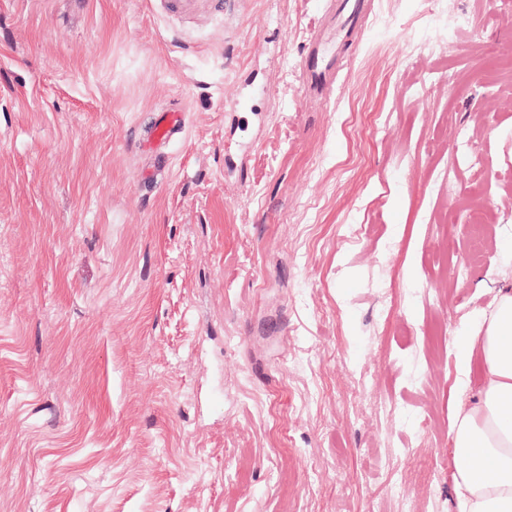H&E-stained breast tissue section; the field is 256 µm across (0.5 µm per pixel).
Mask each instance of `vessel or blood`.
Here are the masks:
<instances>
[{"label": "vessel or blood", "mask_w": 512, "mask_h": 512, "mask_svg": "<svg viewBox=\"0 0 512 512\" xmlns=\"http://www.w3.org/2000/svg\"><path fill=\"white\" fill-rule=\"evenodd\" d=\"M174 12H190L201 7L224 13L229 0H166ZM373 0H335L334 16L330 32L320 40L311 43L306 51L303 83L306 92L327 97L342 66L348 60L349 50L362 39ZM186 129L185 114L179 110L164 111L156 123L145 145L158 148L176 135H183Z\"/></svg>", "instance_id": "vessel-or-blood-1"}]
</instances>
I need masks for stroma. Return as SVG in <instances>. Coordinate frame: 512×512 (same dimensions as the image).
Returning <instances> with one entry per match:
<instances>
[{"instance_id":"1","label":"stroma","mask_w":512,"mask_h":512,"mask_svg":"<svg viewBox=\"0 0 512 512\" xmlns=\"http://www.w3.org/2000/svg\"><path fill=\"white\" fill-rule=\"evenodd\" d=\"M327 20L0 0V512H457L458 345L512 282V6L374 0L324 101ZM185 113L180 110L164 111L159 122L156 123L144 145L149 148H159L173 136H182L185 133Z\"/></svg>"}]
</instances>
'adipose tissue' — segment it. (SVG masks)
<instances>
[{
    "instance_id": "ef3b65f1",
    "label": "adipose tissue",
    "mask_w": 512,
    "mask_h": 512,
    "mask_svg": "<svg viewBox=\"0 0 512 512\" xmlns=\"http://www.w3.org/2000/svg\"><path fill=\"white\" fill-rule=\"evenodd\" d=\"M480 355L484 381L473 401L459 403L449 424L458 512H512V287L497 290L493 310L464 338L469 369Z\"/></svg>"
}]
</instances>
